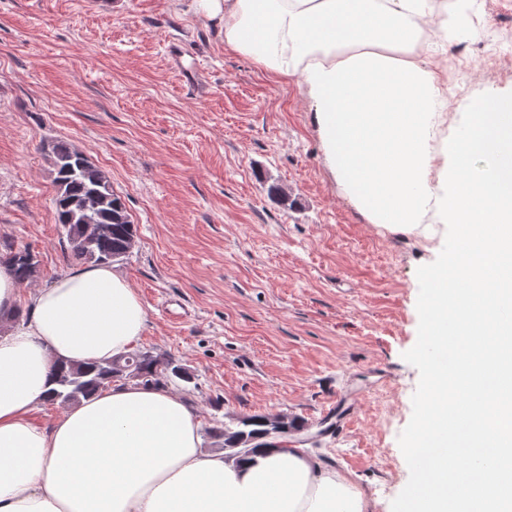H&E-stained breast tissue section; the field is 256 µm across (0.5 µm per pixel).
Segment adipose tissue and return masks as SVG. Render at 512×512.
Returning <instances> with one entry per match:
<instances>
[{"label":"adipose tissue","instance_id":"adipose-tissue-1","mask_svg":"<svg viewBox=\"0 0 512 512\" xmlns=\"http://www.w3.org/2000/svg\"><path fill=\"white\" fill-rule=\"evenodd\" d=\"M224 43L298 79L327 166L357 210L445 245L425 309L427 396L406 450L416 484L399 512H512V93L444 111L420 59L428 0H194ZM0 264V512H369L304 449L206 453L200 419L164 387L116 382L52 425L30 419L58 361L104 362L146 310L104 265L29 302Z\"/></svg>","mask_w":512,"mask_h":512}]
</instances>
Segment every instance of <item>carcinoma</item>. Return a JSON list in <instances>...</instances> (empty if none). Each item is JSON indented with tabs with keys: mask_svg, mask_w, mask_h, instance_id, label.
I'll use <instances>...</instances> for the list:
<instances>
[{
	"mask_svg": "<svg viewBox=\"0 0 512 512\" xmlns=\"http://www.w3.org/2000/svg\"><path fill=\"white\" fill-rule=\"evenodd\" d=\"M54 174L53 204L56 223L65 232L73 255L92 264H110L126 256L135 225L107 173L65 141L43 145ZM3 261L21 283L34 279L39 261L28 248L5 245ZM191 382V376L171 359L150 351L125 352L111 360L86 364L61 363L52 373L46 401L77 404L115 381H136L166 387L174 380ZM305 429V422L286 415H243L233 427H213L210 434L232 456H248L259 448H283L288 436Z\"/></svg>",
	"mask_w": 512,
	"mask_h": 512,
	"instance_id": "obj_1",
	"label": "carcinoma"
}]
</instances>
